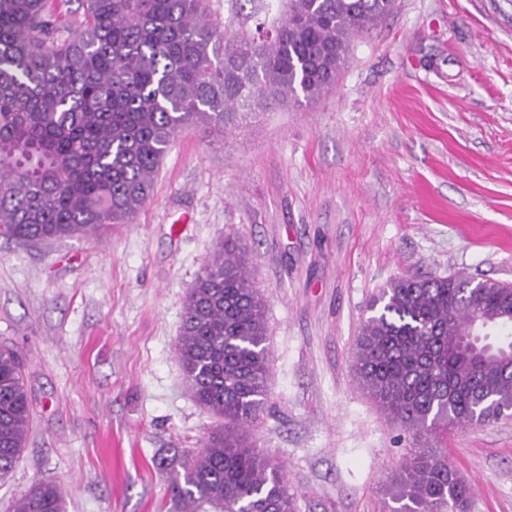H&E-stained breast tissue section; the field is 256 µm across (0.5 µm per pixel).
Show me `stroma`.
Listing matches in <instances>:
<instances>
[{
	"instance_id": "1",
	"label": "stroma",
	"mask_w": 512,
	"mask_h": 512,
	"mask_svg": "<svg viewBox=\"0 0 512 512\" xmlns=\"http://www.w3.org/2000/svg\"><path fill=\"white\" fill-rule=\"evenodd\" d=\"M283 0H208L225 39ZM235 235L267 304L268 408L250 429L298 512H388L411 448L354 367L368 302L395 278L512 284V0H396L320 100L241 112L172 142L152 193L101 241L0 236V345L26 365L33 426L0 512L33 483L66 512H177L168 481L217 424L175 343L214 246ZM512 512V418L439 434Z\"/></svg>"
}]
</instances>
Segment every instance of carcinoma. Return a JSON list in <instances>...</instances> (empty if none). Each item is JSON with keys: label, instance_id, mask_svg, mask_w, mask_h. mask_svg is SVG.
<instances>
[{"label": "carcinoma", "instance_id": "obj_1", "mask_svg": "<svg viewBox=\"0 0 512 512\" xmlns=\"http://www.w3.org/2000/svg\"><path fill=\"white\" fill-rule=\"evenodd\" d=\"M0 0V235L99 241L150 197L173 138L222 130L237 112L313 102L331 90L349 43L395 0H286L274 39L230 47L206 0ZM356 375L415 446L390 483V512H467L470 483L436 448L449 429L512 411V287L466 274L401 277L367 306ZM175 351L193 397L220 419L168 492L181 512H296L279 459L247 430L268 401L263 293L228 235L187 296ZM23 359L0 346V480L23 448L32 408ZM52 479L13 512H64Z\"/></svg>", "mask_w": 512, "mask_h": 512}]
</instances>
